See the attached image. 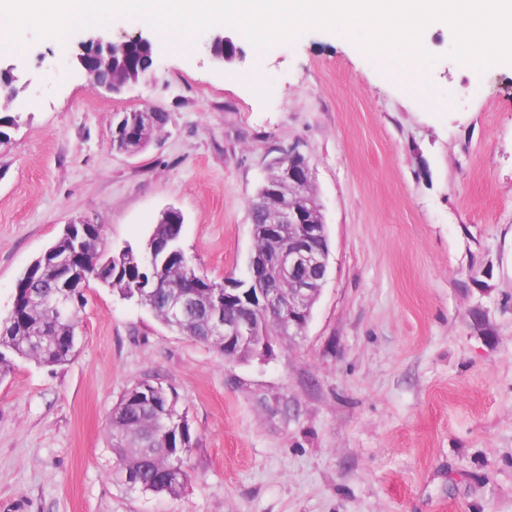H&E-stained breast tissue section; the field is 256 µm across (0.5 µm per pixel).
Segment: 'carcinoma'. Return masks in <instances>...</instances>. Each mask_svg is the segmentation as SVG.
<instances>
[{"mask_svg":"<svg viewBox=\"0 0 512 512\" xmlns=\"http://www.w3.org/2000/svg\"><path fill=\"white\" fill-rule=\"evenodd\" d=\"M127 64L135 72L146 75L152 66V56L135 53ZM83 242L88 257L82 264L87 279L104 280L120 296L127 300L138 299V293L153 287L155 294L148 300L146 309L159 321L177 329L193 339L212 344L224 350V337L208 335L206 316L202 304L196 305L192 316L175 323L169 315L172 299L204 294L217 285L208 276L199 273L191 261L183 257L167 262L159 259L146 266L137 255L120 251L108 258L102 255V225L88 224ZM183 225L156 224L149 237L167 242L174 252L182 249ZM254 250L265 254L278 246L288 247V229H283L276 242L265 236L254 237ZM61 276L58 267L39 263L18 286V298L12 309L0 317V376L10 371L16 359L33 360L40 365L57 366L67 363L73 356L76 342L72 340L75 314L71 322L53 318L46 307L33 306L27 295H48L55 291V283ZM252 288H276L277 281L265 267L255 270L251 276ZM272 326L271 316L261 312L252 314V335L241 344L234 354L244 358L256 356L260 345ZM112 451L117 462V473L140 472L144 483L140 490L152 493L176 495L188 482L190 473L179 464L178 456L184 457L198 446L199 438L192 429L187 415L176 409V399L169 395L158 382L143 380L125 390L112 409L110 417Z\"/></svg>","mask_w":512,"mask_h":512,"instance_id":"obj_1","label":"carcinoma"}]
</instances>
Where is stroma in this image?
<instances>
[{
	"mask_svg": "<svg viewBox=\"0 0 512 512\" xmlns=\"http://www.w3.org/2000/svg\"><path fill=\"white\" fill-rule=\"evenodd\" d=\"M66 42L25 32L26 85L0 145V315L64 226L106 249L184 218L195 268L242 277L269 162L306 156L329 238L303 335L228 362L90 282L70 362L0 379V512H512V64L439 60L415 90L386 57L312 29L218 67L154 39L147 81L112 95ZM167 122L140 153L112 115ZM176 394L200 442L179 495L114 475L108 419L142 380Z\"/></svg>",
	"mask_w": 512,
	"mask_h": 512,
	"instance_id": "1",
	"label": "stroma"
}]
</instances>
